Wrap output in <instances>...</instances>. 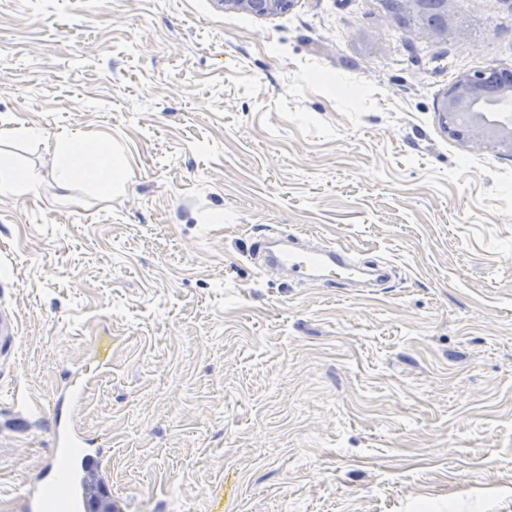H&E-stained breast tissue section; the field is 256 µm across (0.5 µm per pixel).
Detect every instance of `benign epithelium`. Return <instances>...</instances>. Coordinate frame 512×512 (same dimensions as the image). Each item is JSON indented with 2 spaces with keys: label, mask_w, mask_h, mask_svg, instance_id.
Listing matches in <instances>:
<instances>
[{
  "label": "benign epithelium",
  "mask_w": 512,
  "mask_h": 512,
  "mask_svg": "<svg viewBox=\"0 0 512 512\" xmlns=\"http://www.w3.org/2000/svg\"><path fill=\"white\" fill-rule=\"evenodd\" d=\"M293 0H224V8L275 15ZM442 111L450 137L512 155V68L491 65L457 76Z\"/></svg>",
  "instance_id": "benign-epithelium-1"
}]
</instances>
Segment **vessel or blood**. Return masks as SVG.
<instances>
[{
	"mask_svg": "<svg viewBox=\"0 0 512 512\" xmlns=\"http://www.w3.org/2000/svg\"><path fill=\"white\" fill-rule=\"evenodd\" d=\"M258 250L264 270L278 272L294 282L316 281L331 286L346 280L373 292L391 279L390 262L368 260L340 241L317 248L308 246L307 236L301 232L261 237ZM18 336L15 311L0 305V354L15 350ZM86 383L85 373L78 372L54 393L51 454L35 481L18 492L20 512H89L91 498L86 484L90 478L107 475L112 451L101 445L91 446L73 423Z\"/></svg>",
	"mask_w": 512,
	"mask_h": 512,
	"instance_id": "b4317fda",
	"label": "vessel or blood"
}]
</instances>
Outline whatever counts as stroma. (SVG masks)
Returning a JSON list of instances; mask_svg holds the SVG:
<instances>
[{
  "instance_id": "obj_1",
  "label": "stroma",
  "mask_w": 512,
  "mask_h": 512,
  "mask_svg": "<svg viewBox=\"0 0 512 512\" xmlns=\"http://www.w3.org/2000/svg\"><path fill=\"white\" fill-rule=\"evenodd\" d=\"M447 37L378 0H0V300L20 316L0 392V512L76 420L112 445L120 512H512V156L450 138L454 77L512 67V0H463ZM36 128L40 138L24 136ZM126 178L60 191L55 147ZM341 241L389 288L291 287L263 230ZM225 9L246 11L258 16L275 15L282 11L293 0H222ZM290 6V7H291ZM39 186L37 173L20 170L8 157L0 155V192H34Z\"/></svg>"
}]
</instances>
